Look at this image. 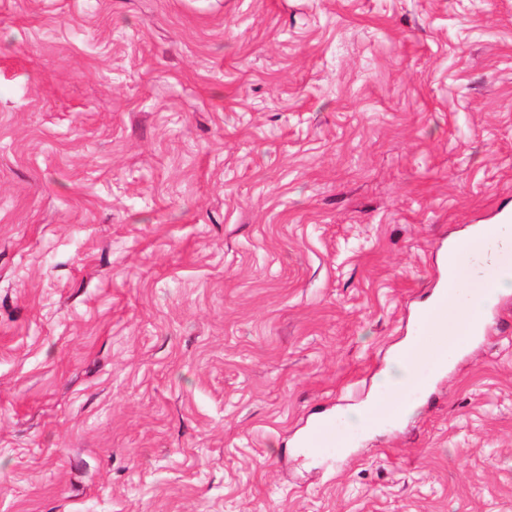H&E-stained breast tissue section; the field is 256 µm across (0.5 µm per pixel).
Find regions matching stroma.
Segmentation results:
<instances>
[{"instance_id":"35a3bbf8","label":"stroma","mask_w":512,"mask_h":512,"mask_svg":"<svg viewBox=\"0 0 512 512\" xmlns=\"http://www.w3.org/2000/svg\"><path fill=\"white\" fill-rule=\"evenodd\" d=\"M512 214V0H0V512H512V290L374 393ZM404 347L405 344L394 352L390 370L377 383L378 391L376 395L345 416V428L373 430L383 427L395 419L402 418L410 412L409 404L415 401L416 397L412 392L406 393L405 388L414 368L406 357ZM379 394L386 395L389 399L396 401L398 408L396 415H388L379 420L374 419L373 408L375 402L380 400L378 399ZM347 444L344 435L336 433V421L324 420L311 427L303 448L313 456H330L336 455L339 447Z\"/></svg>"}]
</instances>
